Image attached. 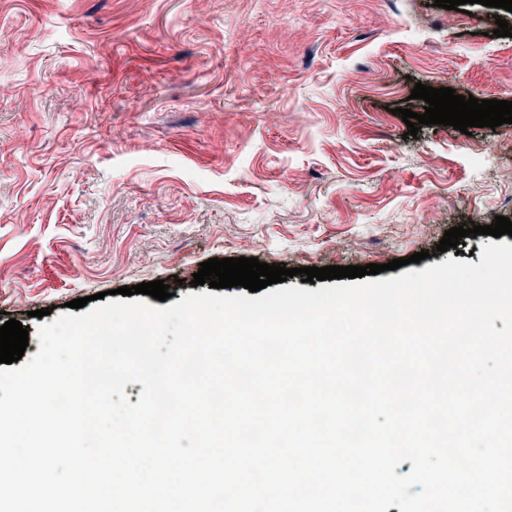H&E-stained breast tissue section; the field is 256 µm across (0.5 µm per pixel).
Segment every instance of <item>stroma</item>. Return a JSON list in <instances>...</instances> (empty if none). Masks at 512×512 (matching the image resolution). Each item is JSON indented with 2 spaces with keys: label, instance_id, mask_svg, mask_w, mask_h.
Returning a JSON list of instances; mask_svg holds the SVG:
<instances>
[{
  "label": "stroma",
  "instance_id": "stroma-1",
  "mask_svg": "<svg viewBox=\"0 0 512 512\" xmlns=\"http://www.w3.org/2000/svg\"><path fill=\"white\" fill-rule=\"evenodd\" d=\"M512 12L427 0H0V325L200 263H479L512 124L422 126L415 84L512 101ZM349 111L339 119L337 108Z\"/></svg>",
  "mask_w": 512,
  "mask_h": 512
}]
</instances>
